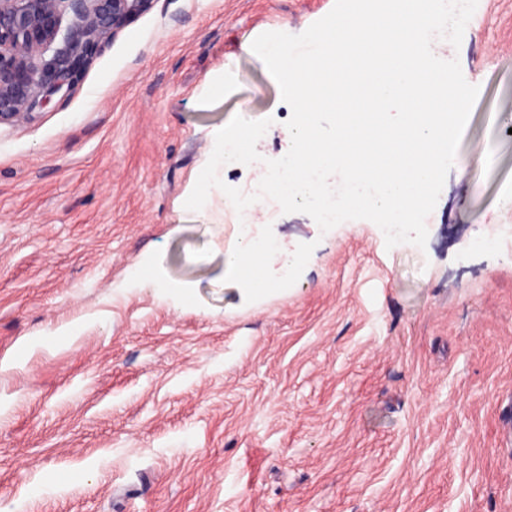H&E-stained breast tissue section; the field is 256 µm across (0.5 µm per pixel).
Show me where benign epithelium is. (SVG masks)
Segmentation results:
<instances>
[{
	"instance_id": "obj_1",
	"label": "benign epithelium",
	"mask_w": 512,
	"mask_h": 512,
	"mask_svg": "<svg viewBox=\"0 0 512 512\" xmlns=\"http://www.w3.org/2000/svg\"><path fill=\"white\" fill-rule=\"evenodd\" d=\"M152 2L0 0V125L31 122L36 110L66 95L89 47L117 33ZM69 13L72 22L64 28Z\"/></svg>"
}]
</instances>
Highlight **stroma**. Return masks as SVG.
<instances>
[{"instance_id": "1", "label": "stroma", "mask_w": 512, "mask_h": 512, "mask_svg": "<svg viewBox=\"0 0 512 512\" xmlns=\"http://www.w3.org/2000/svg\"><path fill=\"white\" fill-rule=\"evenodd\" d=\"M333 5L154 0L0 126V512H512V239L486 237L512 225V0L433 44L480 92L425 248L260 200L275 273L315 248L249 303L227 196L184 206L234 116L273 123L226 185L288 152L250 46Z\"/></svg>"}]
</instances>
